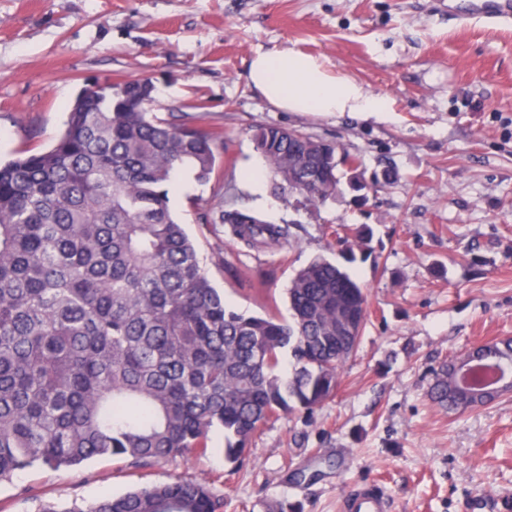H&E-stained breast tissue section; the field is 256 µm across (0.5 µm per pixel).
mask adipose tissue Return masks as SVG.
Instances as JSON below:
<instances>
[{
  "label": "adipose tissue",
  "mask_w": 512,
  "mask_h": 512,
  "mask_svg": "<svg viewBox=\"0 0 512 512\" xmlns=\"http://www.w3.org/2000/svg\"><path fill=\"white\" fill-rule=\"evenodd\" d=\"M248 80L267 102L287 112L380 114L389 109L385 98L333 74L320 59L296 50L256 54Z\"/></svg>",
  "instance_id": "ef3b65f1"
}]
</instances>
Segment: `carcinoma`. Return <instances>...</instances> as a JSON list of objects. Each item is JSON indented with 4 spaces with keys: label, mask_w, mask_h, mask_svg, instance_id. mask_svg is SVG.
<instances>
[{
    "label": "carcinoma",
    "mask_w": 512,
    "mask_h": 512,
    "mask_svg": "<svg viewBox=\"0 0 512 512\" xmlns=\"http://www.w3.org/2000/svg\"><path fill=\"white\" fill-rule=\"evenodd\" d=\"M148 78L87 88L47 150L0 163V480L39 462L53 470L92 459L149 467L207 448L224 430V455L242 460L259 426L311 411L334 396L339 369L368 320L361 284L319 256L288 288L291 316L228 308L173 217V176L214 173L220 139L163 121L140 93ZM312 137L253 133L278 195ZM356 157L320 140L303 199L336 196ZM202 224L250 250L288 243L290 225L243 209ZM348 261L372 240L351 230ZM289 353L292 369L282 367ZM430 401L448 399L445 366ZM206 486L184 479L138 485L84 512H218Z\"/></svg>",
    "instance_id": "obj_1"
}]
</instances>
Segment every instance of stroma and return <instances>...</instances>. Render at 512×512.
I'll use <instances>...</instances> for the list:
<instances>
[{"label":"stroma","instance_id":"35a3bbf8","mask_svg":"<svg viewBox=\"0 0 512 512\" xmlns=\"http://www.w3.org/2000/svg\"><path fill=\"white\" fill-rule=\"evenodd\" d=\"M298 50L385 97L383 116L285 112L248 81L259 52ZM150 78L156 115L221 133L209 181L177 174L170 206L232 308L288 318V288L334 232L368 225L371 254L348 263L369 319L332 398L261 425L242 464L215 431L207 451L147 469L101 459L0 481V512L86 506L143 482L181 477L220 512H338L373 482L394 512H501L512 498V397L452 415L431 404V371L512 336V27H487L440 0H0V160L49 148L78 92ZM277 125L360 157L365 180L310 206L275 196L252 141ZM258 172L251 180L250 172ZM249 208L289 224L288 244L246 251L203 211ZM305 481H298V474Z\"/></svg>","mask_w":512,"mask_h":512}]
</instances>
